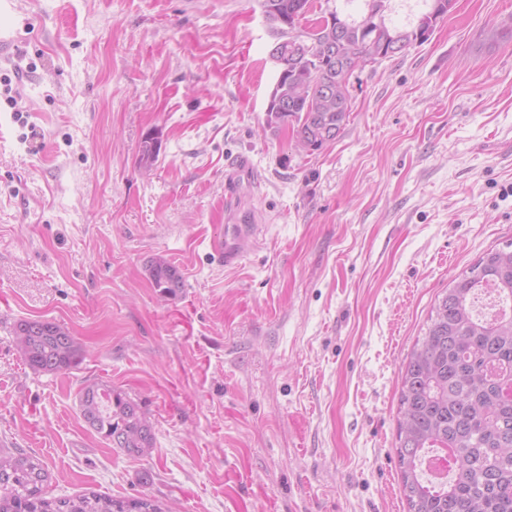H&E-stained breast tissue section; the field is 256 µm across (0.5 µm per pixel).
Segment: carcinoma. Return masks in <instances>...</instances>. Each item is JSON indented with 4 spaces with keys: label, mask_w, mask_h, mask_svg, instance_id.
Wrapping results in <instances>:
<instances>
[{
    "label": "carcinoma",
    "mask_w": 512,
    "mask_h": 512,
    "mask_svg": "<svg viewBox=\"0 0 512 512\" xmlns=\"http://www.w3.org/2000/svg\"><path fill=\"white\" fill-rule=\"evenodd\" d=\"M332 29L315 21L299 27L311 0H261L274 10L266 22L279 54L266 122L291 124L295 147L321 148L336 139L352 112L350 79L356 68L388 48L428 40L450 12L451 0H418L407 23L392 15L394 0H334ZM160 151L146 134L141 163L149 168ZM155 288L170 297L184 288L168 260H153ZM492 286L512 300V243L485 252L435 302L426 333L413 346L401 380L395 448L407 512H512V315L484 318L474 311L479 290ZM17 346L35 372L57 373L81 361L82 346L64 326L50 320L14 325ZM79 407L90 428L129 455L153 448V427L142 406L125 393L98 383L86 385ZM455 451L451 478L435 483L421 470L431 449ZM48 471L23 449L0 452V512H165L146 495L115 498L94 491L49 497Z\"/></svg>",
    "instance_id": "carcinoma-1"
}]
</instances>
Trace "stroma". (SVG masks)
<instances>
[{
    "instance_id": "1",
    "label": "stroma",
    "mask_w": 512,
    "mask_h": 512,
    "mask_svg": "<svg viewBox=\"0 0 512 512\" xmlns=\"http://www.w3.org/2000/svg\"><path fill=\"white\" fill-rule=\"evenodd\" d=\"M0 449L51 497L170 512H405L407 357L435 299L512 242V0H457L429 39L356 69L336 140L294 146L265 110L260 0H0ZM158 131L150 174L143 135ZM259 244L228 269L224 170ZM181 272L177 297L147 266ZM65 325L82 361L31 370L13 326ZM96 382L141 404L149 455L82 418ZM251 173V165L247 159L239 158L228 164L224 174V200H232L238 190L241 176L248 177ZM148 272L154 288H157L161 294L175 297L184 287L179 270L164 258L153 260L148 267Z\"/></svg>"
}]
</instances>
